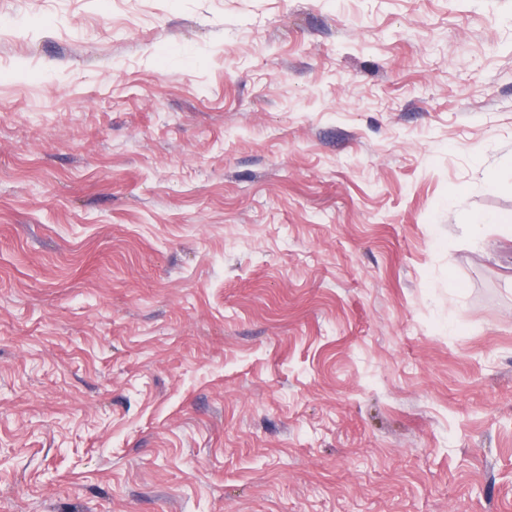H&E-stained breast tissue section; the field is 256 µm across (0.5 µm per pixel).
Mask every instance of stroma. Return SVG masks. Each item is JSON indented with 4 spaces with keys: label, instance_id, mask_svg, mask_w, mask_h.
Here are the masks:
<instances>
[{
    "label": "stroma",
    "instance_id": "obj_1",
    "mask_svg": "<svg viewBox=\"0 0 512 512\" xmlns=\"http://www.w3.org/2000/svg\"><path fill=\"white\" fill-rule=\"evenodd\" d=\"M476 214L512 0H0V512H512Z\"/></svg>",
    "mask_w": 512,
    "mask_h": 512
}]
</instances>
